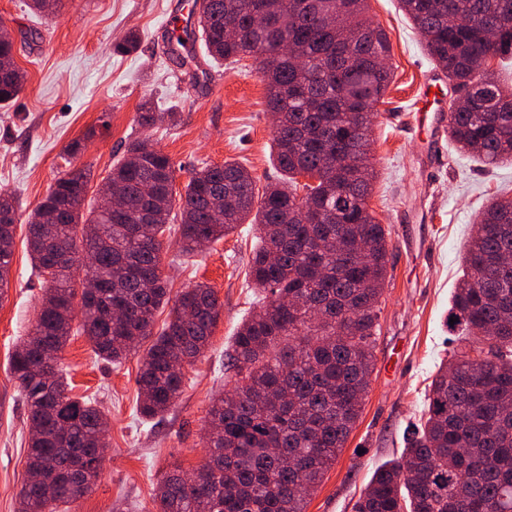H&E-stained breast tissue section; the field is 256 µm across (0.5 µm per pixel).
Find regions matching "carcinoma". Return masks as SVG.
I'll use <instances>...</instances> for the list:
<instances>
[{"label":"carcinoma","mask_w":512,"mask_h":512,"mask_svg":"<svg viewBox=\"0 0 512 512\" xmlns=\"http://www.w3.org/2000/svg\"><path fill=\"white\" fill-rule=\"evenodd\" d=\"M368 0H199L198 26L214 61L251 55L282 173L256 193L255 178L226 162L196 172L179 196L171 160L146 139L131 141L110 178L124 184L120 214L96 199L85 207L88 173L56 180L28 224L27 244L45 291L33 331L10 371L28 408V472L18 512H57L91 491L105 415L70 395L57 363L81 300L80 330L95 355L115 365L149 342L139 374V411L155 418L180 398L183 367L203 355L221 317L214 290L196 284L170 297L160 271L162 237L178 221L182 253L198 252L246 222L258 246L249 281L261 305L241 322L229 351L236 380L209 408L208 460L193 482L177 466L157 486L156 512H305L306 499L345 448L375 366L377 307L387 275L386 230L370 211L376 171L370 125L392 82L385 31ZM432 61L466 103L448 135L486 166L512 163V85L488 61L512 53V0H400ZM13 41L0 31V104L21 91ZM175 113L150 99L137 122ZM345 152L352 164L342 167ZM306 172L313 185L298 183ZM18 203L0 193V298L9 288ZM276 260H270L271 253ZM512 197L476 218L449 316L469 352L430 384L427 412L400 459L379 468L354 512H512ZM482 275L479 288L471 284ZM93 276L99 288L85 281ZM169 318L154 330L156 312ZM491 360L474 362L473 352Z\"/></svg>","instance_id":"obj_1"}]
</instances>
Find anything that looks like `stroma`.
<instances>
[{"label":"stroma","instance_id":"35a3bbf8","mask_svg":"<svg viewBox=\"0 0 512 512\" xmlns=\"http://www.w3.org/2000/svg\"><path fill=\"white\" fill-rule=\"evenodd\" d=\"M174 4L195 8V0H57L53 14L36 15L28 0H0V27L10 32L25 76L16 99L0 105V192L21 204L11 283L0 299V512H17L27 478V406L10 359L30 334L44 293L26 244L35 205L73 166L90 169L87 197L95 199L136 138L168 154L179 193L195 170L227 161L246 166L261 186L280 176L254 58L218 64L199 40L203 74L190 79L165 49L164 21ZM368 14L391 46L392 83L371 125L378 178L369 200L388 232V273L362 414L306 512H352L374 472L400 456L407 429L426 410L438 366L452 363L457 349L444 322L475 215L492 196L512 197V166H485L446 136L440 148L426 149L431 124L416 116L413 103L425 79L440 71L399 0H368ZM132 30L137 49L118 52ZM146 98L177 112L176 122L140 127L138 107ZM75 140L81 150L72 157L67 147ZM256 243L246 223L186 259L177 235L165 233L160 268L171 293L204 282L224 309L203 356L184 366L183 392L164 415L148 420L138 411L144 348L114 365L95 356L86 336L71 337L60 366L72 396L95 401L105 413L108 445L92 491L63 512H155L153 493L168 472L206 461L210 401L234 384L226 352L258 297L247 276Z\"/></svg>","mask_w":512,"mask_h":512}]
</instances>
